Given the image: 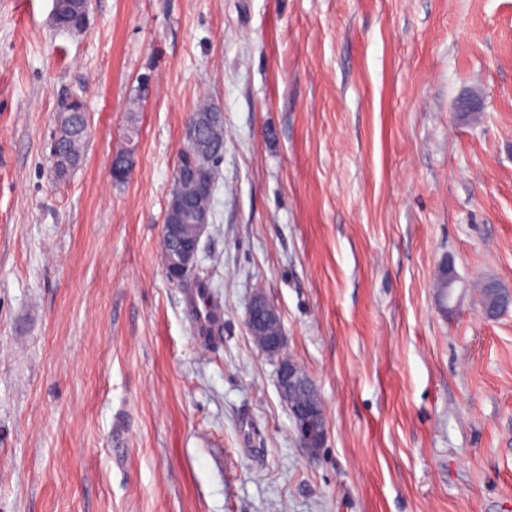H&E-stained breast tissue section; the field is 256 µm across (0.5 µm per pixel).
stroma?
Instances as JSON below:
<instances>
[{"instance_id":"1","label":"stroma","mask_w":512,"mask_h":512,"mask_svg":"<svg viewBox=\"0 0 512 512\" xmlns=\"http://www.w3.org/2000/svg\"><path fill=\"white\" fill-rule=\"evenodd\" d=\"M52 11L0 0V512H512V309L476 290L512 291V0ZM67 95L89 136L60 180ZM204 98L224 156L178 284L162 225ZM258 290L323 403L316 457L247 333ZM202 307H199V304ZM194 304L196 308V323L198 329L202 332L208 331L215 320V315L211 307L207 304L206 289L197 288L194 293Z\"/></svg>"}]
</instances>
